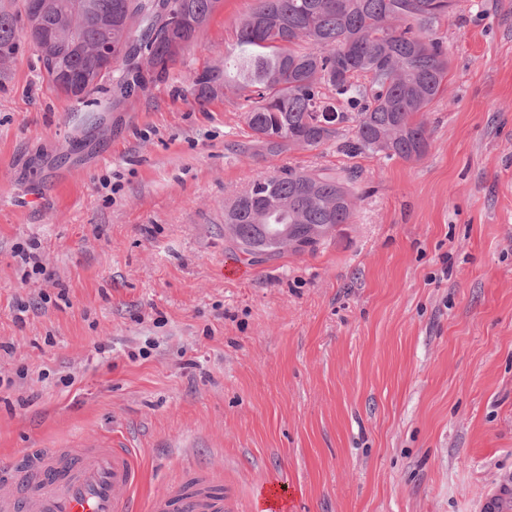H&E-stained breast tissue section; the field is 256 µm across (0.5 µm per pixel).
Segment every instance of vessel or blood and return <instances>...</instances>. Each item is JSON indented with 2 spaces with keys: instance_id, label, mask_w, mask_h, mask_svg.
Listing matches in <instances>:
<instances>
[{
  "instance_id": "obj_1",
  "label": "vessel or blood",
  "mask_w": 512,
  "mask_h": 512,
  "mask_svg": "<svg viewBox=\"0 0 512 512\" xmlns=\"http://www.w3.org/2000/svg\"><path fill=\"white\" fill-rule=\"evenodd\" d=\"M140 484L133 450L119 444L42 448L0 462V512H236L213 479L187 477L174 493L145 505ZM480 510L512 512V481H500Z\"/></svg>"
}]
</instances>
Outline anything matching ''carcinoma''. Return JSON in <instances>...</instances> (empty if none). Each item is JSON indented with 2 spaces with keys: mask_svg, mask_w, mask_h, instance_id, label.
I'll use <instances>...</instances> for the list:
<instances>
[{
  "mask_svg": "<svg viewBox=\"0 0 512 512\" xmlns=\"http://www.w3.org/2000/svg\"><path fill=\"white\" fill-rule=\"evenodd\" d=\"M0 10V67L32 47L42 80L76 100L102 89L113 70L80 50L112 43L127 63L114 89L143 88L126 80L138 50L162 75L207 28L223 0H31ZM456 0H256L237 38L243 81L228 80L227 63L195 74L190 94L204 104L226 89L245 102L254 146L270 157L317 148L352 123L339 144L347 155L420 159L431 146L424 114L449 80L447 49L436 26ZM357 176L292 167L254 180L224 203V236L243 255L275 257L313 249L355 211Z\"/></svg>",
  "mask_w": 512,
  "mask_h": 512,
  "instance_id": "obj_1",
  "label": "carcinoma"
}]
</instances>
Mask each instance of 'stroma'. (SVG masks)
Listing matches in <instances>:
<instances>
[{"instance_id": "1", "label": "stroma", "mask_w": 512, "mask_h": 512, "mask_svg": "<svg viewBox=\"0 0 512 512\" xmlns=\"http://www.w3.org/2000/svg\"><path fill=\"white\" fill-rule=\"evenodd\" d=\"M224 0L169 73L57 94L0 74V460L112 437L141 502L186 469L238 512H480L512 477V0H458L422 158L335 142L255 156L243 100L194 72L240 52ZM359 172L352 223L249 258L224 201L283 166ZM36 240L51 281L24 280Z\"/></svg>"}]
</instances>
